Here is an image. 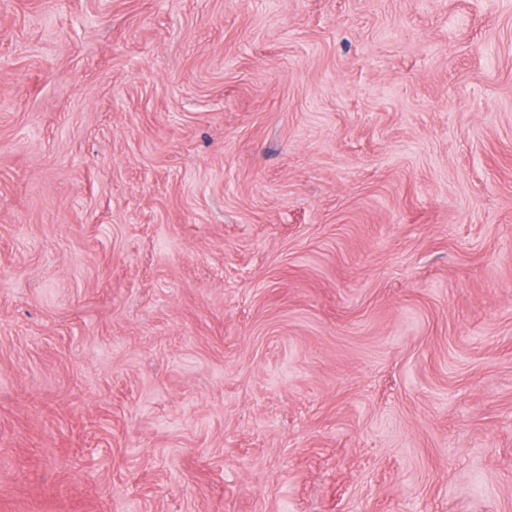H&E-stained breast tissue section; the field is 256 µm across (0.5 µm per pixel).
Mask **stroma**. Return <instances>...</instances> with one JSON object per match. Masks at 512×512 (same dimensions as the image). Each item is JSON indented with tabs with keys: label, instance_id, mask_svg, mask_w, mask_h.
<instances>
[{
	"label": "stroma",
	"instance_id": "obj_1",
	"mask_svg": "<svg viewBox=\"0 0 512 512\" xmlns=\"http://www.w3.org/2000/svg\"><path fill=\"white\" fill-rule=\"evenodd\" d=\"M0 512H512V0H0Z\"/></svg>",
	"mask_w": 512,
	"mask_h": 512
}]
</instances>
